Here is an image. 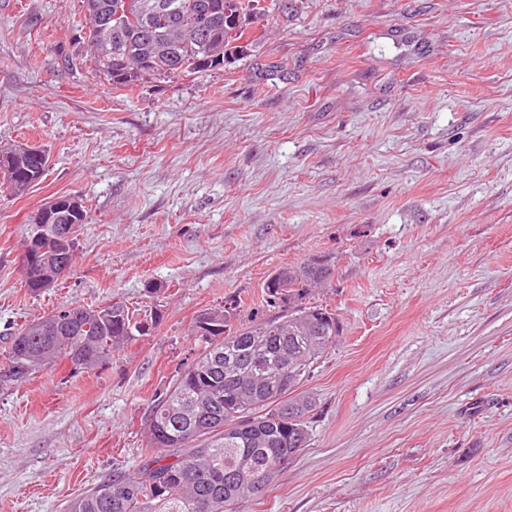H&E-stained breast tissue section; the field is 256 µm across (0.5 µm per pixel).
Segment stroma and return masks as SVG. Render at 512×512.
Here are the masks:
<instances>
[{
    "instance_id": "1",
    "label": "stroma",
    "mask_w": 512,
    "mask_h": 512,
    "mask_svg": "<svg viewBox=\"0 0 512 512\" xmlns=\"http://www.w3.org/2000/svg\"><path fill=\"white\" fill-rule=\"evenodd\" d=\"M80 0H0V356L64 305L162 321L92 369L0 386V512H63L134 470L156 394L200 353L196 317L267 307L318 259L343 333L302 384L307 448L235 512H512V0H290L223 69L128 88L84 58ZM87 211L64 282L30 292L25 226ZM15 151L20 154L39 157L43 154L44 150L36 145L21 144L15 147ZM0 156L1 172L7 178L11 191L17 196L23 195L28 191L29 185L41 179L47 170V154L44 155L42 160L37 159V157H18L14 154L13 148H6L0 150ZM22 169H26L36 175L29 181H21Z\"/></svg>"
}]
</instances>
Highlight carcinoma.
<instances>
[{
  "label": "carcinoma",
  "mask_w": 512,
  "mask_h": 512,
  "mask_svg": "<svg viewBox=\"0 0 512 512\" xmlns=\"http://www.w3.org/2000/svg\"><path fill=\"white\" fill-rule=\"evenodd\" d=\"M81 0L93 27L82 44L95 71L120 86L211 70L233 53L232 43L288 0ZM48 158L0 150V171L20 196L41 179ZM34 173L20 179L22 170ZM291 274L265 284L266 303L288 307V318L233 325L228 307L195 320L202 351L155 399L147 447L137 470L116 469L97 486L69 500L66 512H232L244 496L265 492L275 475L307 446L315 400L300 391L311 367L336 342L340 325L310 288L331 275L320 262L288 266ZM162 318H140L123 302L73 307L66 322H37L40 336L22 328L10 338L0 383L21 381L64 358L95 367Z\"/></svg>",
  "instance_id": "obj_1"
}]
</instances>
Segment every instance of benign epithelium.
<instances>
[{
    "instance_id": "7a95c632",
    "label": "benign epithelium",
    "mask_w": 512,
    "mask_h": 512,
    "mask_svg": "<svg viewBox=\"0 0 512 512\" xmlns=\"http://www.w3.org/2000/svg\"><path fill=\"white\" fill-rule=\"evenodd\" d=\"M81 202L72 196L64 201L54 200L43 209L34 213L35 220L31 222L37 232L25 237L19 255L22 268L33 274L41 269H53L54 275L38 276V288L45 290L53 287L68 273L70 266V250L73 248L77 234L76 224H57L48 230V219L51 213L66 208L72 213H80Z\"/></svg>"
}]
</instances>
